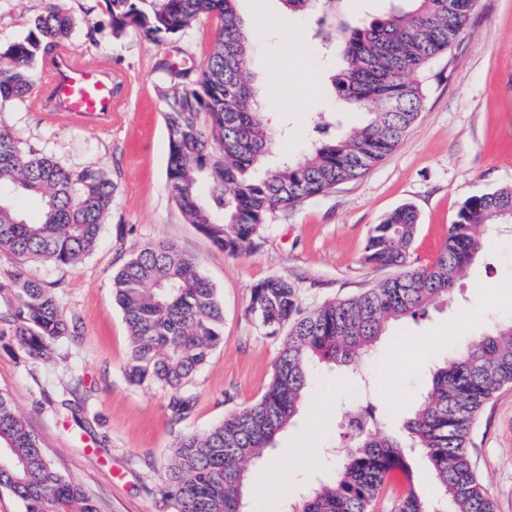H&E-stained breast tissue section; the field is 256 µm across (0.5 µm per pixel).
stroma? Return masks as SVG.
I'll return each mask as SVG.
<instances>
[{"instance_id": "obj_1", "label": "stroma", "mask_w": 512, "mask_h": 512, "mask_svg": "<svg viewBox=\"0 0 512 512\" xmlns=\"http://www.w3.org/2000/svg\"><path fill=\"white\" fill-rule=\"evenodd\" d=\"M59 4L74 22L65 47L79 59L111 69V127L50 121L35 105L53 47L34 63L37 80L23 98L0 101V129L20 148L79 170H104L117 187L97 246L75 266L0 253V281L14 273L51 286L78 334L62 340L57 363L26 360L18 347H0V391L8 392L41 440L54 466L77 481L99 512H170L159 489L177 436L205 431L252 404L266 390L280 341L266 337L249 311L258 283L285 276L301 290L302 306L351 297L378 287L391 271L364 264L370 229L395 208L419 216L414 263H431L469 197L512 186V0H474L461 39L420 74L423 107L399 146L358 179L271 214L260 246L231 256L187 223L168 187L169 136L164 99L174 84L161 64L172 60L200 70L217 35V21L199 17L173 39L146 40L136 27L113 29L105 0H0V49L23 39L32 19ZM249 23L274 29L251 40L250 66L258 76L264 110L272 99L287 133L273 140L270 162L305 151L314 127L327 120L336 133L360 125L361 112L337 107L330 86L333 57L315 38L316 23L284 12L279 0H238ZM281 60L270 78L268 57ZM175 242L199 264L224 307V343L193 379L191 418L171 426L167 393L135 386L125 374L129 333L113 296L116 272L148 243ZM458 297L431 306L423 317L389 327L360 377L317 371L292 425L275 441L268 460L247 474L252 497L283 499L273 483L282 471L303 490L327 475L323 466L300 469L301 448L327 458L349 445L340 417L372 395L384 413L382 432L404 435V424L427 386L434 360L467 344L484 318L512 317V236H488L472 276ZM434 347L417 354L419 340ZM83 392L69 391L72 376ZM469 451L495 512H512V384L482 410Z\"/></svg>"}]
</instances>
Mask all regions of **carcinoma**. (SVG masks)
<instances>
[{"instance_id": "carcinoma-1", "label": "carcinoma", "mask_w": 512, "mask_h": 512, "mask_svg": "<svg viewBox=\"0 0 512 512\" xmlns=\"http://www.w3.org/2000/svg\"><path fill=\"white\" fill-rule=\"evenodd\" d=\"M238 0H105L113 28L135 26L151 41L168 39L202 15L218 33L200 74L175 84L166 98L169 131L167 180L188 223L230 255L257 246L269 214L355 180L394 151L424 103L411 76L452 47L466 31L472 0H408L349 24L339 0H281L300 16L316 17L315 36L340 67L330 76L336 102L363 111L364 123L339 137L311 143L298 159L266 165L274 133L259 111L257 78L250 68L248 25ZM73 22L53 5L28 35L0 51V100L19 99L33 87V63L42 44L58 45ZM41 203L29 222L16 209L18 195ZM116 186L102 170L72 171L55 160L20 149L0 131V252L58 265L78 263L95 247ZM418 215L410 205L392 211L370 230L369 265L395 269L379 287L330 300L305 311L299 289L273 277L251 291L249 311L269 336H282L271 381L259 400L203 433L182 434L173 445L162 498L171 512H243L249 465L274 447L298 412L313 373L323 365L344 369L369 358L388 324L415 319L457 284L479 257L487 232L512 234V187L473 196L460 206L434 262H410ZM115 300L130 330L126 375L135 385L168 393L169 422L179 425L195 408L187 389L210 354L224 341V309L198 263L176 244L156 240L130 258L113 278ZM77 335L56 294L17 274L0 282V343L15 341L35 361L56 358V345ZM512 384V319L483 327L453 356L430 368L429 385L405 422L400 440L379 431V406L369 401L345 415L358 419L354 447L339 454L332 476L288 500L287 512H371L390 473H409L418 455L439 486V500L425 502L407 488L395 512H495L469 453L477 418L493 395ZM0 490L24 512H98L83 488L53 466L37 436L0 392Z\"/></svg>"}]
</instances>
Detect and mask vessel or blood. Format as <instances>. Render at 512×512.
<instances>
[{"label":"vessel or blood","mask_w":512,"mask_h":512,"mask_svg":"<svg viewBox=\"0 0 512 512\" xmlns=\"http://www.w3.org/2000/svg\"><path fill=\"white\" fill-rule=\"evenodd\" d=\"M40 106L56 122L111 126L112 75L94 62L60 51L51 63Z\"/></svg>","instance_id":"1"}]
</instances>
